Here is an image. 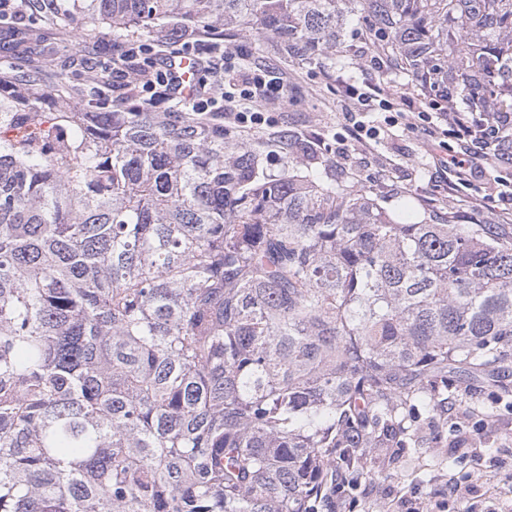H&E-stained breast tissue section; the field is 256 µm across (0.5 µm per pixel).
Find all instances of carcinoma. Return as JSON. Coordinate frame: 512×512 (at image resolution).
I'll return each instance as SVG.
<instances>
[{
  "label": "carcinoma",
  "mask_w": 512,
  "mask_h": 512,
  "mask_svg": "<svg viewBox=\"0 0 512 512\" xmlns=\"http://www.w3.org/2000/svg\"><path fill=\"white\" fill-rule=\"evenodd\" d=\"M397 75L512 114V0H53L85 38L226 24L313 62L345 11ZM0 46V512H321L410 448L450 374L512 358V238L382 206L295 143L8 75Z\"/></svg>",
  "instance_id": "obj_1"
}]
</instances>
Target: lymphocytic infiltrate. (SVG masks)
I'll list each match as a JSON object with an SVG mask.
<instances>
[{
    "mask_svg": "<svg viewBox=\"0 0 512 512\" xmlns=\"http://www.w3.org/2000/svg\"><path fill=\"white\" fill-rule=\"evenodd\" d=\"M153 46L138 41L126 43L123 57L138 59L139 68L130 81L142 105L153 109L174 100H186L190 111L203 117L214 111L225 112L238 127L245 128L262 121L261 109L285 101L282 78L264 69L242 68L236 53L221 45L201 38L182 43L181 47L167 55L165 62L153 58ZM191 57L198 63L199 90L189 97H181L178 88L180 77L171 67L174 60ZM233 80V91H225V80ZM349 98L355 99L364 109L379 107L386 112L395 111L398 105L413 110L414 127L424 128L435 138L454 140L459 149L450 154L445 166L452 170L458 181H466L472 172V148H480L485 159L505 162L507 154L500 148L504 130L512 125V117H489L485 112H452L444 100L431 95L397 94L376 85L371 91L356 90L352 84H344Z\"/></svg>",
    "mask_w": 512,
    "mask_h": 512,
    "instance_id": "1",
    "label": "lymphocytic infiltrate"
}]
</instances>
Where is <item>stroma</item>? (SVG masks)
Instances as JSON below:
<instances>
[{
  "label": "stroma",
  "instance_id": "1",
  "mask_svg": "<svg viewBox=\"0 0 512 512\" xmlns=\"http://www.w3.org/2000/svg\"><path fill=\"white\" fill-rule=\"evenodd\" d=\"M364 29L359 17H346L341 36L344 62L338 66L326 56L311 65L283 58L272 50L270 38L234 24L225 26L226 48H244L246 66L271 70L286 83L287 101L271 112L270 124L239 133V141L281 162L299 140L308 145L317 165L336 170L389 206L410 213L451 209L466 224H498L497 213L504 206L500 193L512 182V166L481 165L467 184L457 185L454 174L440 167L447 147L423 129L386 125L378 111L364 115L366 125L379 128L376 139L364 146L348 138L344 115L354 111L355 104L324 80L323 71L362 89L378 83L406 92L416 87L410 79L373 64L375 49L359 37ZM131 39L150 43L154 36L142 30H105L83 46L76 35L67 36L47 68L43 87L54 85L66 58L85 54L108 60ZM498 226L502 234L512 236V223ZM455 386L457 394L442 413L422 419L417 447L372 449L360 481L337 491L330 512H415L419 507L425 512H504L512 502V396L495 399L485 374L459 377ZM454 483L468 486L464 500L449 497L448 487Z\"/></svg>",
  "mask_w": 512,
  "mask_h": 512
}]
</instances>
